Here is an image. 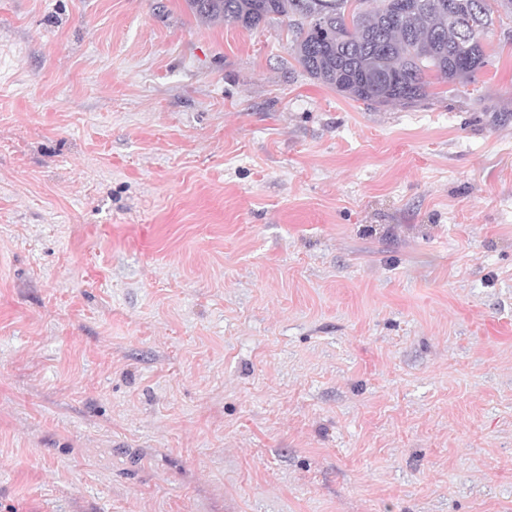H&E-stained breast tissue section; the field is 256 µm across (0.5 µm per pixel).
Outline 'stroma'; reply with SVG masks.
<instances>
[{
  "instance_id": "obj_1",
  "label": "stroma",
  "mask_w": 512,
  "mask_h": 512,
  "mask_svg": "<svg viewBox=\"0 0 512 512\" xmlns=\"http://www.w3.org/2000/svg\"><path fill=\"white\" fill-rule=\"evenodd\" d=\"M185 0H0V512H512V15L370 106Z\"/></svg>"
}]
</instances>
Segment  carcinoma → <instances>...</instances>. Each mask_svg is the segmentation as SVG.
Masks as SVG:
<instances>
[{
	"label": "carcinoma",
	"mask_w": 512,
	"mask_h": 512,
	"mask_svg": "<svg viewBox=\"0 0 512 512\" xmlns=\"http://www.w3.org/2000/svg\"><path fill=\"white\" fill-rule=\"evenodd\" d=\"M512 13V0H186L204 22L252 29L277 18L294 35L307 75L353 101L413 108L430 78L466 83L485 66L494 25L490 2Z\"/></svg>",
	"instance_id": "carcinoma-1"
}]
</instances>
